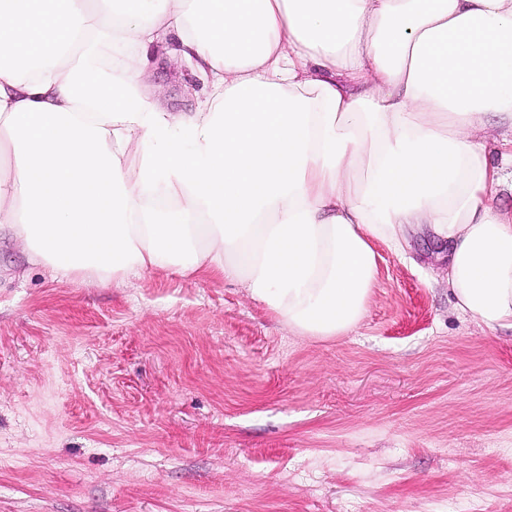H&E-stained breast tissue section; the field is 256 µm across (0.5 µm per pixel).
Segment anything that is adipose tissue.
Listing matches in <instances>:
<instances>
[{
  "label": "adipose tissue",
  "instance_id": "adipose-tissue-1",
  "mask_svg": "<svg viewBox=\"0 0 512 512\" xmlns=\"http://www.w3.org/2000/svg\"><path fill=\"white\" fill-rule=\"evenodd\" d=\"M208 87L175 112L151 67ZM344 82H337V75ZM512 0H0V227L61 275L246 288L348 335L374 242L448 245L463 315L512 328Z\"/></svg>",
  "mask_w": 512,
  "mask_h": 512
}]
</instances>
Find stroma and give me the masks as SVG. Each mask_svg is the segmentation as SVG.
<instances>
[{
  "label": "stroma",
  "instance_id": "1",
  "mask_svg": "<svg viewBox=\"0 0 512 512\" xmlns=\"http://www.w3.org/2000/svg\"><path fill=\"white\" fill-rule=\"evenodd\" d=\"M191 72L151 82L194 111ZM346 336L245 288L108 286L0 238V512H512V329L461 315L446 250L377 246Z\"/></svg>",
  "mask_w": 512,
  "mask_h": 512
}]
</instances>
